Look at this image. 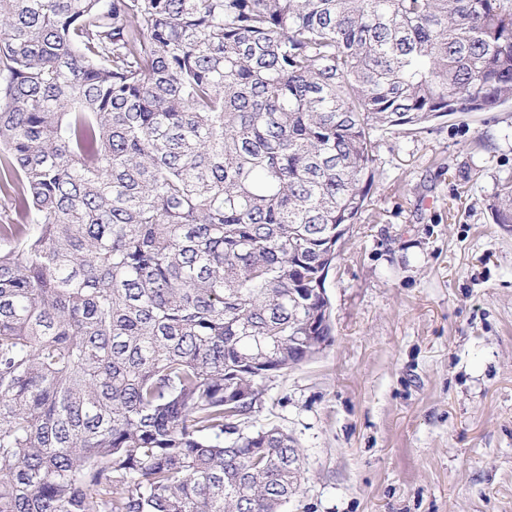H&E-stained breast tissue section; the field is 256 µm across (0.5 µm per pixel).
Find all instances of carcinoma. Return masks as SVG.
Listing matches in <instances>:
<instances>
[{
  "label": "carcinoma",
  "instance_id": "cac0c4a2",
  "mask_svg": "<svg viewBox=\"0 0 512 512\" xmlns=\"http://www.w3.org/2000/svg\"><path fill=\"white\" fill-rule=\"evenodd\" d=\"M509 102L512 0H0V512H284L240 423L332 335L378 137Z\"/></svg>",
  "mask_w": 512,
  "mask_h": 512
}]
</instances>
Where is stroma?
<instances>
[{
	"mask_svg": "<svg viewBox=\"0 0 512 512\" xmlns=\"http://www.w3.org/2000/svg\"><path fill=\"white\" fill-rule=\"evenodd\" d=\"M371 204L326 281L333 340L243 431L302 453L286 512H512V104L381 136ZM492 205L493 219L497 224H512V178L499 182Z\"/></svg>",
	"mask_w": 512,
	"mask_h": 512,
	"instance_id": "1",
	"label": "stroma"
}]
</instances>
